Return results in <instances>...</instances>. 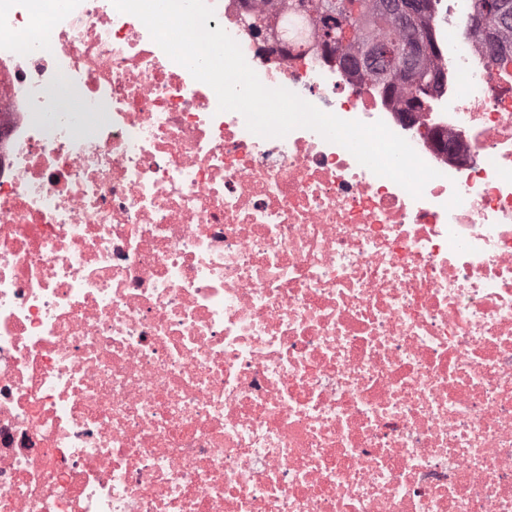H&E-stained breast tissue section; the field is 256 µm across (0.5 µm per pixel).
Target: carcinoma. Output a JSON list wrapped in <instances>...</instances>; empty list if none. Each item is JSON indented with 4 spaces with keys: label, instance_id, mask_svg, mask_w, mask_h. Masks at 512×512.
I'll return each instance as SVG.
<instances>
[{
    "label": "carcinoma",
    "instance_id": "cac0c4a2",
    "mask_svg": "<svg viewBox=\"0 0 512 512\" xmlns=\"http://www.w3.org/2000/svg\"><path fill=\"white\" fill-rule=\"evenodd\" d=\"M430 0H420V8L413 18L397 21L394 11L388 10L385 0H338L340 17L330 14V0H291L290 7L316 16L319 23L318 37L325 44H333L342 51L341 60L349 61V67L356 68L354 59L368 48L377 46L392 56L389 66V80L407 76L414 85L416 96H427L434 86V71L431 58L436 55L432 37V16ZM499 0H472L474 12L486 21L488 39L497 45V51L512 49V21L499 18ZM419 42L428 43V51L420 65L411 72L398 63L401 51Z\"/></svg>",
    "mask_w": 512,
    "mask_h": 512
}]
</instances>
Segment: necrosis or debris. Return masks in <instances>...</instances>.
<instances>
[{
	"instance_id": "necrosis-or-debris-1",
	"label": "necrosis or debris",
	"mask_w": 512,
	"mask_h": 512,
	"mask_svg": "<svg viewBox=\"0 0 512 512\" xmlns=\"http://www.w3.org/2000/svg\"><path fill=\"white\" fill-rule=\"evenodd\" d=\"M208 2L440 176L251 133L111 0H0V512H512V54L433 0L414 108L312 16Z\"/></svg>"
}]
</instances>
